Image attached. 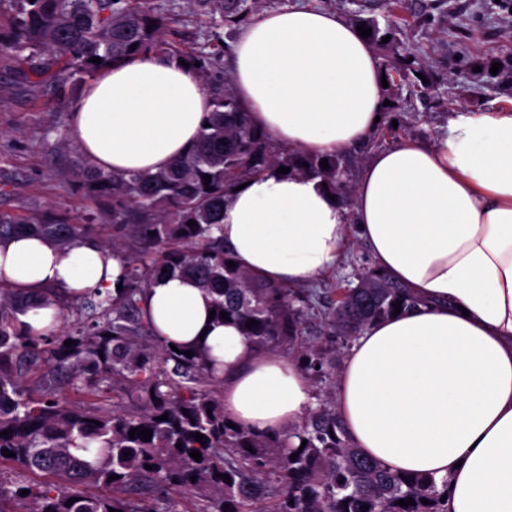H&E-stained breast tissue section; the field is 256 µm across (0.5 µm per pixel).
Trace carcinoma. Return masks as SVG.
I'll list each match as a JSON object with an SVG mask.
<instances>
[{
    "label": "carcinoma",
    "instance_id": "obj_1",
    "mask_svg": "<svg viewBox=\"0 0 512 512\" xmlns=\"http://www.w3.org/2000/svg\"><path fill=\"white\" fill-rule=\"evenodd\" d=\"M11 2L17 8L8 33L0 31V51L21 55L30 75L48 85L59 103L73 86L129 57L163 54L191 66L198 62L202 79L218 68L217 56L166 39L179 19L152 0ZM205 2L210 14H219L217 25L232 33L250 21L261 0ZM365 27L373 43L388 35L396 48L382 60L388 87L405 83L420 98L429 97L432 86L417 77L425 70L395 42L392 21L382 26L370 20ZM94 57L101 63L91 62ZM387 98L391 105L379 130L393 137L394 113L403 102L394 93ZM205 122L187 154L155 173L74 165L73 179L88 198L112 200L108 238H97L94 224L51 212L35 218L0 212V240L36 233L62 248L76 238H94L119 254L129 244L136 247L125 256L122 289L115 294L90 293L72 302L46 292L62 312L71 303L85 311L59 332L21 331L19 314L32 301L0 285V512H446L434 478L400 475L355 448L333 403L320 402L302 424L274 438L227 426L224 379L205 354H179L154 333L143 306L148 283L164 269L191 275L213 290L215 313L238 321L255 349L294 355L332 392L348 343L395 312L394 302L403 311L419 302L372 267L361 287L339 289L327 313L326 335L336 338L338 350L328 355L305 340L302 312L320 303L321 292L262 282L240 265L228 266L234 257L215 232L224 203L248 179L283 166L341 195L349 192L348 165L339 154L308 155L257 130L227 77L211 95ZM253 319L258 324L246 327ZM59 372L67 374V396L55 385ZM117 387L137 400L136 409L115 400L110 410L92 406ZM164 414L168 419H160ZM136 427L151 430V440L130 437ZM5 430L8 435H1ZM197 433L205 444L196 441ZM303 440L301 449L296 442ZM7 450L15 456H5ZM193 450L201 460L190 456ZM409 497L414 504L398 505Z\"/></svg>",
    "mask_w": 512,
    "mask_h": 512
}]
</instances>
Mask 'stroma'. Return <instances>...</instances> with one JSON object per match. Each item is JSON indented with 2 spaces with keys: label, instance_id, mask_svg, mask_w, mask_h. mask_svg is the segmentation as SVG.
<instances>
[{
  "label": "stroma",
  "instance_id": "1",
  "mask_svg": "<svg viewBox=\"0 0 512 512\" xmlns=\"http://www.w3.org/2000/svg\"><path fill=\"white\" fill-rule=\"evenodd\" d=\"M157 5L181 19L170 41L188 51L223 55L228 36L225 29L213 28L206 11L187 0H157ZM395 38L440 83L436 98L425 101L401 89V140L429 145L446 132L458 110L512 107V81L488 69L512 59V12L501 0H412L410 12L397 19ZM474 60L484 62L485 70L473 71ZM69 125V105L57 104L47 87L28 79L12 52H0V210L25 216L52 210L98 223L110 200H87L67 175L69 155L54 147L59 131ZM372 265L370 254L354 240L342 262L312 285L332 298L338 289L355 286Z\"/></svg>",
  "mask_w": 512,
  "mask_h": 512
}]
</instances>
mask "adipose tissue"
Listing matches in <instances>:
<instances>
[{"label": "adipose tissue", "instance_id": "ef3b65f1", "mask_svg": "<svg viewBox=\"0 0 512 512\" xmlns=\"http://www.w3.org/2000/svg\"><path fill=\"white\" fill-rule=\"evenodd\" d=\"M230 77L256 128L311 155L360 146L386 90L370 41L340 12L300 4L237 33ZM210 98L163 56L100 71L71 107V136L96 167L154 172L196 142ZM224 247L258 279L305 284L339 265L358 234L380 271L419 298L369 327L336 374L352 444L394 471L447 481L448 512H512V109L459 114L428 146L372 153L348 203L318 180L249 179L224 207ZM123 258L95 241L67 249L0 240V282L78 298L115 291ZM213 297L177 275L145 296L162 340L202 348L224 379V415L259 436L299 423L309 382L279 351H255L210 319Z\"/></svg>", "mask_w": 512, "mask_h": 512}]
</instances>
